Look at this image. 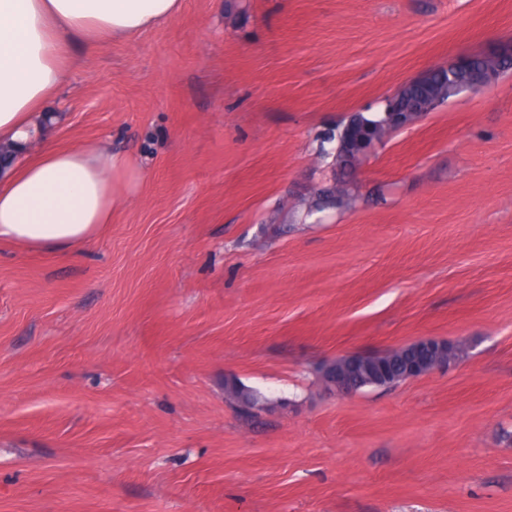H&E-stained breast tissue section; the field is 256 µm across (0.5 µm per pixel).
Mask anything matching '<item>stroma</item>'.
I'll return each instance as SVG.
<instances>
[{"label": "stroma", "mask_w": 512, "mask_h": 512, "mask_svg": "<svg viewBox=\"0 0 512 512\" xmlns=\"http://www.w3.org/2000/svg\"><path fill=\"white\" fill-rule=\"evenodd\" d=\"M505 48L512 0H183L78 51L55 141L143 180L70 254L0 245V512H512V72L377 147L355 209L286 210L346 113ZM421 336L468 352L313 373ZM454 345L455 343L435 337H421L400 348L399 358L384 367H378V363L368 357L383 360L396 351L391 350L368 356H340L325 363L324 374L332 386H337L348 377L359 374L365 377L367 385H372L374 389L386 390L397 382L452 368L455 363L449 362L448 365L443 357ZM455 347L454 358L458 361L466 353L467 347L464 342H458ZM236 383L231 384L230 382L224 381V398L235 405V408L243 415L244 417H253L256 414L252 413L247 407H253L257 403H261L262 401H267L266 398L259 395L256 391L250 389V387L246 386L240 379L235 378ZM241 387L248 388L250 390V394L248 398H242L241 396Z\"/></svg>", "instance_id": "1"}]
</instances>
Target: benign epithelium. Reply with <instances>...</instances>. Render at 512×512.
<instances>
[{
    "label": "benign epithelium",
    "instance_id": "1",
    "mask_svg": "<svg viewBox=\"0 0 512 512\" xmlns=\"http://www.w3.org/2000/svg\"><path fill=\"white\" fill-rule=\"evenodd\" d=\"M443 68L453 73L458 90L463 92H477L494 83L503 74L496 61L479 71H472L467 61L450 59ZM402 90L405 91L406 105L392 117V129L396 132L416 124L427 113L444 104V101L435 97L430 83L424 77L409 81L402 86ZM363 114V110L349 112L337 125L333 162L328 168V180L333 183L343 179L344 174L361 169L358 164L350 165V141L363 127ZM452 347L454 344L439 338L421 337L400 348L399 358L384 367L378 366V363L365 355H345L325 363L324 374L333 386L359 374L373 388L386 390L400 381L452 368L454 363L443 360Z\"/></svg>",
    "mask_w": 512,
    "mask_h": 512
}]
</instances>
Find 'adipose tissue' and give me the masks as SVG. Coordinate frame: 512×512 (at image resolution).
<instances>
[{"mask_svg": "<svg viewBox=\"0 0 512 512\" xmlns=\"http://www.w3.org/2000/svg\"><path fill=\"white\" fill-rule=\"evenodd\" d=\"M180 9L181 0H0V142L24 144L38 132L74 44L126 38ZM140 181L124 151L40 142L0 173V243L68 254L111 223Z\"/></svg>", "mask_w": 512, "mask_h": 512, "instance_id": "ef3b65f1", "label": "adipose tissue"}]
</instances>
